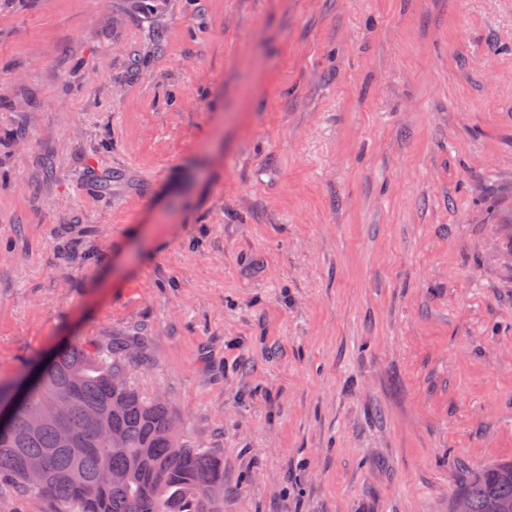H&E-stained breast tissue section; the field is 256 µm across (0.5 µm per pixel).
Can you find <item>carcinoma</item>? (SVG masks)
<instances>
[{"mask_svg":"<svg viewBox=\"0 0 512 512\" xmlns=\"http://www.w3.org/2000/svg\"><path fill=\"white\" fill-rule=\"evenodd\" d=\"M131 356L122 342L110 350L81 342L62 348L16 397L17 383L0 380V401L13 403L0 423V481L8 480L56 504L55 512H224V462L209 448H193L183 419L159 395L148 396L127 376ZM60 406L58 423L28 432L37 413ZM73 434L68 446L60 429ZM45 465L51 488L30 483L22 457ZM457 493L470 512H512V461L466 472Z\"/></svg>","mask_w":512,"mask_h":512,"instance_id":"obj_1","label":"carcinoma"}]
</instances>
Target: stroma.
I'll use <instances>...</instances> for the list:
<instances>
[{"mask_svg":"<svg viewBox=\"0 0 512 512\" xmlns=\"http://www.w3.org/2000/svg\"><path fill=\"white\" fill-rule=\"evenodd\" d=\"M116 339L224 512L512 460V0H0V378Z\"/></svg>","mask_w":512,"mask_h":512,"instance_id":"35a3bbf8","label":"stroma"}]
</instances>
